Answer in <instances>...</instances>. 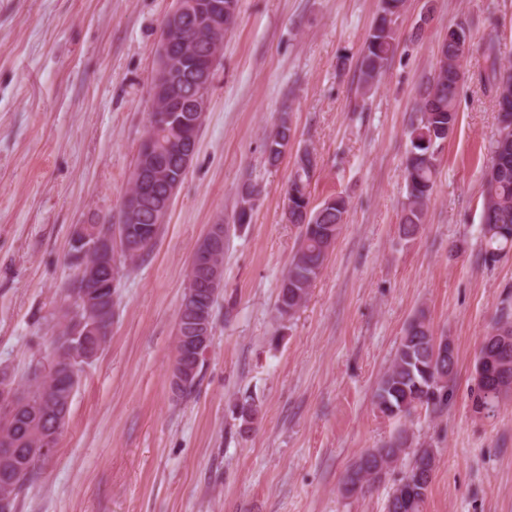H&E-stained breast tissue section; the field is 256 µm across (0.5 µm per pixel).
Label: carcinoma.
I'll return each instance as SVG.
<instances>
[{"label": "carcinoma", "mask_w": 512, "mask_h": 512, "mask_svg": "<svg viewBox=\"0 0 512 512\" xmlns=\"http://www.w3.org/2000/svg\"><path fill=\"white\" fill-rule=\"evenodd\" d=\"M404 7V0H379L375 25L365 40L360 54L359 82L370 91L381 82L384 67L394 50V24ZM466 27L462 24L448 29V39L442 42L441 56L435 70L427 78L419 93L415 116L412 118L408 137L410 150L404 162L406 197L399 224L403 235L411 237L424 224L427 205L435 187L438 154L442 143L453 133L457 122V98L463 82L460 78L462 56L457 46L467 45ZM490 61L489 72L484 77L495 94L499 112L498 124L512 125V50L508 63L502 62L501 48L490 43L486 48ZM291 131L289 113H284L280 124L265 136L263 152L265 162L274 166L279 161L285 145V132ZM491 163L485 172V195L482 202V235L485 241L484 260L497 261L512 251V139H494L490 144ZM317 166L299 155L294 172L288 182V201L295 204L288 222L302 229L299 245L288 264L280 288L288 289V310L277 309L279 316H291L306 302L310 288L320 276L326 256L338 237L349 202L337 194L326 197L310 215L301 210L310 199V187ZM120 266L113 264L112 273L94 288L99 297H109L117 288L107 284L119 282ZM433 332L426 315L415 316L408 324L396 349L391 365L377 382L373 401L376 408L388 418L405 417L419 406L437 405L448 400V383L452 380L456 355L446 360L433 357ZM512 391V381H503L494 374L480 381L472 393V406L479 413L495 415L502 396ZM36 411H23L12 420L0 418V440L8 438L16 443L19 452L16 462L25 458L26 449L38 437L52 430L55 423L50 399L42 393L34 398ZM408 436L398 433L378 448L365 453L364 465L353 470L362 474L361 493L375 486L386 470L397 465L404 456L412 455L402 479H407L422 464H436L431 448H416L408 452ZM42 463L34 461L26 469L23 481L5 482L3 465L0 464V495L7 494L18 501L29 488Z\"/></svg>", "instance_id": "1"}]
</instances>
